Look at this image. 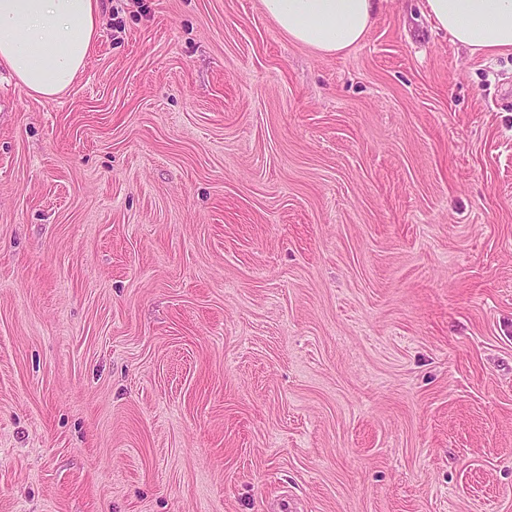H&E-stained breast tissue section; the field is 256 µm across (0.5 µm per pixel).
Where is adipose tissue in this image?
Listing matches in <instances>:
<instances>
[{"label":"adipose tissue","mask_w":512,"mask_h":512,"mask_svg":"<svg viewBox=\"0 0 512 512\" xmlns=\"http://www.w3.org/2000/svg\"><path fill=\"white\" fill-rule=\"evenodd\" d=\"M289 39L341 54L371 28L377 0H261ZM437 27L471 51L512 52V0H424ZM101 0H0V66L30 95L53 100L87 66L100 35Z\"/></svg>","instance_id":"ef3b65f1"}]
</instances>
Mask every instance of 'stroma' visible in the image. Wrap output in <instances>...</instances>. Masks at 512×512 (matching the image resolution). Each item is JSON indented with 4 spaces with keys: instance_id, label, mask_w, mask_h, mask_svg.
Instances as JSON below:
<instances>
[{
    "instance_id": "stroma-1",
    "label": "stroma",
    "mask_w": 512,
    "mask_h": 512,
    "mask_svg": "<svg viewBox=\"0 0 512 512\" xmlns=\"http://www.w3.org/2000/svg\"><path fill=\"white\" fill-rule=\"evenodd\" d=\"M380 0H104L0 70V512H512V54ZM101 0H0V66L30 95L54 100L89 62ZM379 0H261L263 12L289 39L313 51L342 54L371 28Z\"/></svg>"
}]
</instances>
